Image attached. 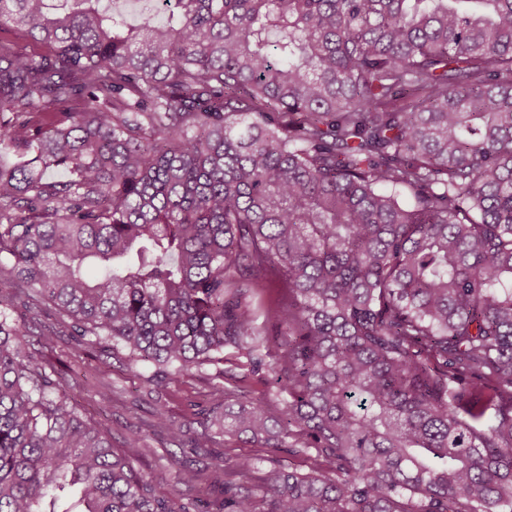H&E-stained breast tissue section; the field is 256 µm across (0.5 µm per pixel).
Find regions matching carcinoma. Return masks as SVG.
Returning <instances> with one entry per match:
<instances>
[{
	"label": "carcinoma",
	"instance_id": "1",
	"mask_svg": "<svg viewBox=\"0 0 512 512\" xmlns=\"http://www.w3.org/2000/svg\"><path fill=\"white\" fill-rule=\"evenodd\" d=\"M53 2L0 0V512H512V0ZM63 336L267 396L212 388L177 504ZM56 351L60 359L65 364L72 365L77 364V362H80L81 359L86 362H91V358L87 354H89V352L99 354L100 348L99 346H97L94 349L86 348L83 350H77L76 348L71 346L70 341L68 340V336H63L61 340H59L58 342Z\"/></svg>",
	"mask_w": 512,
	"mask_h": 512
}]
</instances>
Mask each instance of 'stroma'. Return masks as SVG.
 <instances>
[{
	"mask_svg": "<svg viewBox=\"0 0 512 512\" xmlns=\"http://www.w3.org/2000/svg\"><path fill=\"white\" fill-rule=\"evenodd\" d=\"M112 370L108 374L89 376L77 401L90 411H106L112 426V443L121 446L125 437L144 424L151 422L157 403H164L167 414L181 425L186 440L172 441L164 434L149 435L144 454L137 460L136 467L149 480L152 490L161 496L180 497L182 488L175 483V473L182 467H194L199 459L192 451L188 438L198 431L200 425L197 410L209 409L208 395L212 387L230 385L240 376L236 366L206 364L195 370L192 377L183 380H164L158 389H151L147 379L155 374L153 365L144 364L138 374L127 369L124 353H112ZM112 388L109 400H102L104 388Z\"/></svg>",
	"mask_w": 512,
	"mask_h": 512,
	"instance_id": "obj_1",
	"label": "stroma"
}]
</instances>
